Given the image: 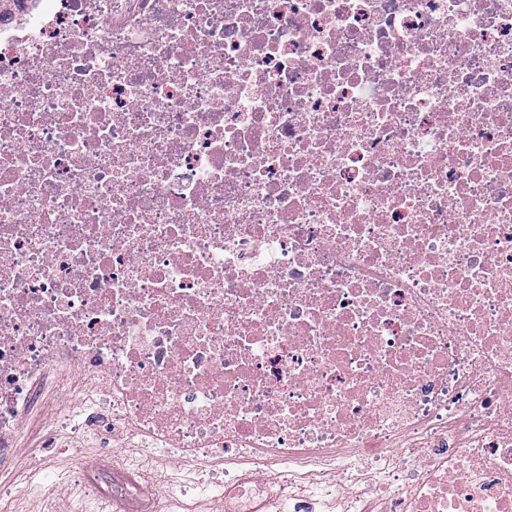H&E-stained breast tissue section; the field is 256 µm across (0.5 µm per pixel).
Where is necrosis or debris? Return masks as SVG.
I'll return each mask as SVG.
<instances>
[{
  "label": "necrosis or debris",
  "instance_id": "4bbe7bcc",
  "mask_svg": "<svg viewBox=\"0 0 512 512\" xmlns=\"http://www.w3.org/2000/svg\"><path fill=\"white\" fill-rule=\"evenodd\" d=\"M31 427L121 512H512V0H0V512ZM242 482L240 487H231L224 491L223 507L221 509L224 512H269L273 510L272 507H268L270 501L264 495H259L250 498L245 505V509L242 510V504L240 503V490L244 486H248L254 483L253 475L244 473L242 475ZM268 509L266 510V508Z\"/></svg>",
  "mask_w": 512,
  "mask_h": 512
}]
</instances>
